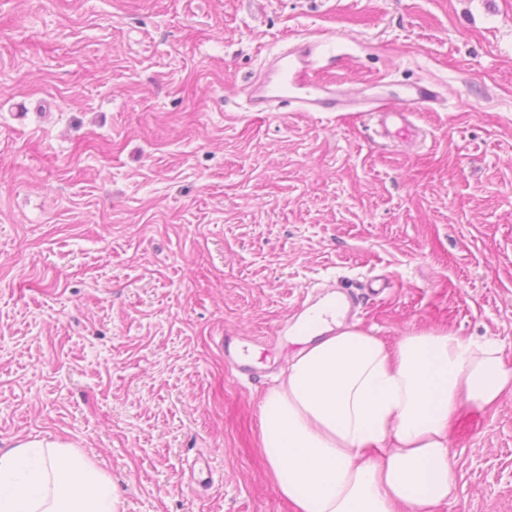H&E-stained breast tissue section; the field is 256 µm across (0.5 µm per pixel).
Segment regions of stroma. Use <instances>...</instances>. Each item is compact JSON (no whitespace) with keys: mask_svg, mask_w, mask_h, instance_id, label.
I'll return each mask as SVG.
<instances>
[{"mask_svg":"<svg viewBox=\"0 0 512 512\" xmlns=\"http://www.w3.org/2000/svg\"><path fill=\"white\" fill-rule=\"evenodd\" d=\"M302 36L355 96L435 83L421 148L363 112L246 111ZM371 276L359 327L512 363V0H0V448L83 449L124 512H295L260 439L282 328ZM224 336L275 371L234 378ZM448 440L430 512H512V393Z\"/></svg>","mask_w":512,"mask_h":512,"instance_id":"stroma-1","label":"stroma"}]
</instances>
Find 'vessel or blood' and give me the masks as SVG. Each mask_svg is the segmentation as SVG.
<instances>
[{"label": "vessel or blood", "instance_id": "vessel-or-blood-1", "mask_svg": "<svg viewBox=\"0 0 512 512\" xmlns=\"http://www.w3.org/2000/svg\"><path fill=\"white\" fill-rule=\"evenodd\" d=\"M322 49L317 40L305 37L268 53L261 70L245 90L250 112H276L292 105L299 112H365L374 119L379 138L417 146L423 137L416 124L418 113L433 111L440 104L437 87L431 83L403 86L398 107L388 106L387 83H377L376 94L366 100L351 98L336 83L317 79ZM224 361L235 377H254L257 366L245 356V348L232 341L224 343Z\"/></svg>", "mask_w": 512, "mask_h": 512}]
</instances>
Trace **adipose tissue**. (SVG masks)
Instances as JSON below:
<instances>
[{
    "label": "adipose tissue",
    "mask_w": 512,
    "mask_h": 512,
    "mask_svg": "<svg viewBox=\"0 0 512 512\" xmlns=\"http://www.w3.org/2000/svg\"><path fill=\"white\" fill-rule=\"evenodd\" d=\"M280 384L261 404V442L297 512H427L451 498L448 435L462 409L512 392L493 339L410 330L388 345L312 309ZM0 512H123L111 478L80 449L31 439L0 450Z\"/></svg>",
    "instance_id": "adipose-tissue-1"
}]
</instances>
